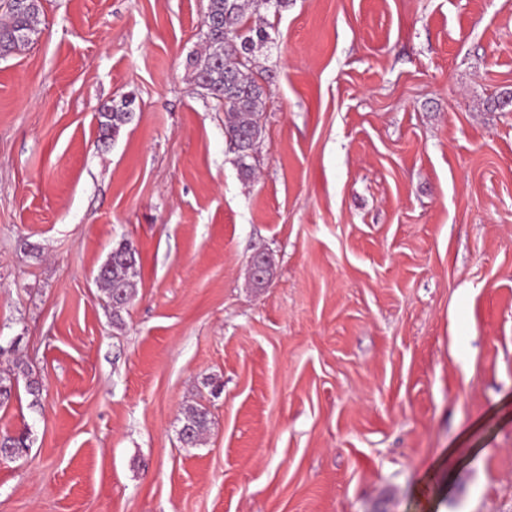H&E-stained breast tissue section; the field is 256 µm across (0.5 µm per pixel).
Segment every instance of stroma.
Returning a JSON list of instances; mask_svg holds the SVG:
<instances>
[{"mask_svg": "<svg viewBox=\"0 0 512 512\" xmlns=\"http://www.w3.org/2000/svg\"><path fill=\"white\" fill-rule=\"evenodd\" d=\"M40 3L0 56V371L43 383L0 512H512V0L262 11L251 181L191 82L207 0ZM129 102L124 100L121 106H112V108L104 109L101 112V118L99 127V141L107 142L119 133L122 125L126 124L130 119L131 112L128 109ZM137 252L131 249L127 242L120 243L112 249L108 260L99 268L101 288L106 298L112 303V298H120L123 309L135 295V268ZM209 425V411L204 405H196L188 408L183 418V426L181 429V438L184 432H187V445H195Z\"/></svg>", "mask_w": 512, "mask_h": 512, "instance_id": "1", "label": "stroma"}]
</instances>
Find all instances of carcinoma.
<instances>
[{"mask_svg":"<svg viewBox=\"0 0 512 512\" xmlns=\"http://www.w3.org/2000/svg\"><path fill=\"white\" fill-rule=\"evenodd\" d=\"M286 0H208L204 17L206 47L192 60L193 80L208 91L216 109L224 110V133L237 154L243 177L252 176L246 160L252 156L262 132L261 119L266 110L264 91L252 68V58L269 38L261 25H250L249 14L260 8L279 9ZM39 0H0V56L27 45L40 23ZM129 102L106 108L101 113L99 141L114 138L130 119ZM137 252L123 242L112 249L99 268L102 291L107 299L118 298L127 305L135 295ZM26 379V392L32 404L39 403L42 385L18 363L15 371L0 374V407L6 405L19 384ZM209 425V411L199 404L188 408L181 432L187 444L195 445Z\"/></svg>","mask_w":512,"mask_h":512,"instance_id":"cac0c4a2","label":"carcinoma"}]
</instances>
